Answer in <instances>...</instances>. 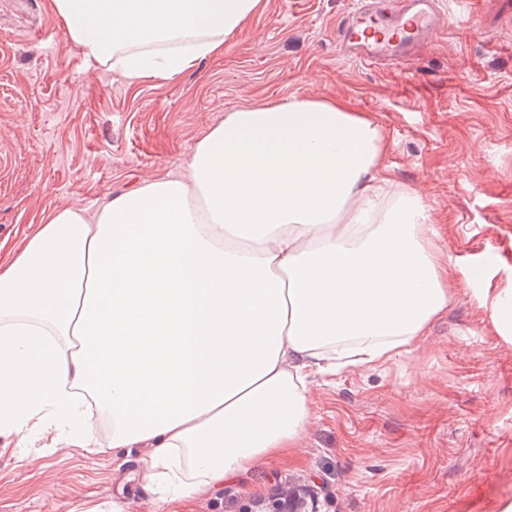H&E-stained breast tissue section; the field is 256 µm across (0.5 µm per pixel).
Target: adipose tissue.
I'll return each instance as SVG.
<instances>
[{"label": "adipose tissue", "instance_id": "adipose-tissue-1", "mask_svg": "<svg viewBox=\"0 0 512 512\" xmlns=\"http://www.w3.org/2000/svg\"><path fill=\"white\" fill-rule=\"evenodd\" d=\"M49 7L88 62L135 82L220 54L263 0ZM384 152L368 117L295 96L226 113L181 173L49 213L0 262V435L148 449L169 502L292 454L309 375L390 360L456 293Z\"/></svg>", "mask_w": 512, "mask_h": 512}]
</instances>
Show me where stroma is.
<instances>
[{"instance_id": "stroma-1", "label": "stroma", "mask_w": 512, "mask_h": 512, "mask_svg": "<svg viewBox=\"0 0 512 512\" xmlns=\"http://www.w3.org/2000/svg\"><path fill=\"white\" fill-rule=\"evenodd\" d=\"M352 0H265L224 52L137 82L91 65L49 0H0V249L49 212L181 170L227 112L310 96L378 124L389 176L424 199L457 293L426 336L387 363L309 387L312 419L291 458L256 463L222 495L163 504L123 464L67 448L25 455L0 436V512H495L512 498V343L483 312L512 304V6L441 0L447 32L412 69L342 57L336 20Z\"/></svg>"}]
</instances>
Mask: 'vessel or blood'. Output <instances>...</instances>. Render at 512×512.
I'll list each match as a JSON object with an SVG mask.
<instances>
[{
  "instance_id": "vessel-or-blood-1",
  "label": "vessel or blood",
  "mask_w": 512,
  "mask_h": 512,
  "mask_svg": "<svg viewBox=\"0 0 512 512\" xmlns=\"http://www.w3.org/2000/svg\"><path fill=\"white\" fill-rule=\"evenodd\" d=\"M448 28L439 0H354L336 24L340 53L368 67H409L418 48Z\"/></svg>"
}]
</instances>
